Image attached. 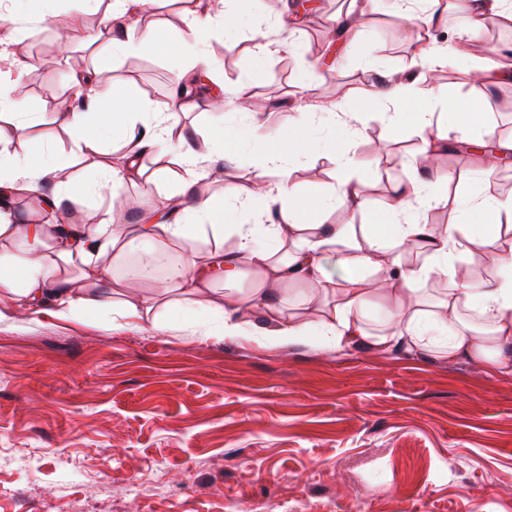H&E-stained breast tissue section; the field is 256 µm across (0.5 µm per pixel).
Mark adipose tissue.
Instances as JSON below:
<instances>
[{
  "instance_id": "obj_1",
  "label": "adipose tissue",
  "mask_w": 512,
  "mask_h": 512,
  "mask_svg": "<svg viewBox=\"0 0 512 512\" xmlns=\"http://www.w3.org/2000/svg\"><path fill=\"white\" fill-rule=\"evenodd\" d=\"M241 0H224L216 16L192 17L178 35L187 68L205 65L217 70L206 47L214 28L240 26ZM27 60L19 51L0 52V293L28 308L56 307L59 316L141 318L142 307L120 297L116 287L102 288L112 264L125 263L132 253L141 259L127 265L128 284L153 282L151 265L161 245L192 248L187 261L167 267L165 279L178 298H155L169 320L205 321L224 337L252 340L263 346L299 341L313 346L364 347L382 351L406 348L439 351L449 359L466 358L491 373L512 375V200L493 196L489 187L468 185L449 198L446 177L427 182L414 176L376 215L372 234H359L352 224H324L320 215L342 206L368 209L369 201L354 179L351 156L361 121V106L374 101L389 109L393 128L412 123L428 151L449 139L447 126H433L428 108L444 101L436 85L405 78H389L384 88L364 90L358 104L333 105L341 138H316L315 125L326 110L295 103L288 140L271 142L260 152L261 171L247 193L236 187L186 206L184 190L208 177L207 156L232 159L239 151L236 127L217 123L208 135L207 154L196 153L186 142L175 113L154 111L144 99L124 87L105 86L92 78L78 80L76 105L60 122L70 137L66 150L22 156L11 145L18 133L42 125L35 112H22L15 100V83ZM111 111H102L104 101ZM448 111L475 118V102L444 101ZM324 157L335 166L331 189L309 193L292 179L284 158ZM82 164L85 177L61 180L63 171ZM54 186L45 197L47 209L62 203L80 206L103 191L126 183L168 186L160 210L140 223H121L106 213L98 224H14L9 199L38 191L46 180ZM243 196L233 219H226L228 201ZM455 203L463 221L441 228L422 223L426 205ZM235 238L225 248V238ZM211 241L206 251L194 250L198 239ZM420 249L419 261H404L406 246ZM480 254L489 263L488 277L466 278L456 262L466 254ZM81 272L73 282L66 267ZM445 277L448 287L429 313L403 305L400 295L413 293L423 278ZM223 280L222 304L210 307L202 298L215 280ZM307 287L310 296L303 312H293L290 286ZM389 307L388 328L368 329L366 309Z\"/></svg>"
}]
</instances>
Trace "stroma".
I'll return each instance as SVG.
<instances>
[{"instance_id":"35a3bbf8","label":"stroma","mask_w":512,"mask_h":512,"mask_svg":"<svg viewBox=\"0 0 512 512\" xmlns=\"http://www.w3.org/2000/svg\"><path fill=\"white\" fill-rule=\"evenodd\" d=\"M285 0H244L242 25L217 32L212 57L223 65L211 89L192 94L180 116L203 144L224 95V119L242 124L236 93L247 87L259 128L244 127L245 148L200 180L196 196L225 184L247 191L265 135L287 136L298 97L344 103L377 78L367 59L388 72L427 76L448 97L479 103L475 137H512V77L487 73L471 84L465 63L425 72L417 59L422 29L389 8L370 12L366 38L330 36L349 0H314L308 10ZM42 22L8 25L0 50H19L29 67L15 95L21 108L44 116L43 138L17 139L23 154L68 147L57 120L75 97L74 77L129 88L162 112L176 98L182 60L172 46L105 59L88 37L108 39V9L74 11L53 0ZM194 0H166L131 17L134 35L160 29L175 35ZM292 34L298 51L277 45ZM272 44L258 59L257 43ZM310 87L301 90V74ZM382 105L368 106L355 141V174L370 212L336 208L330 224H371L397 185L408 181L421 143L414 129L391 128ZM449 196L479 169V158L450 141L438 154ZM304 190L329 189L334 166L325 158L293 161ZM165 188L130 184L90 198L79 215L98 223L105 210L123 213L130 200L154 210ZM0 512H512V376L403 350H337L299 342L265 348L242 339L206 336L200 327L160 329L148 321L61 320L21 314L0 297ZM141 486L128 491L130 483Z\"/></svg>"}]
</instances>
